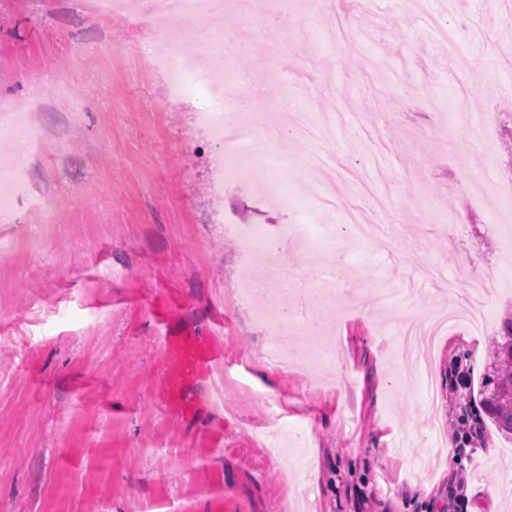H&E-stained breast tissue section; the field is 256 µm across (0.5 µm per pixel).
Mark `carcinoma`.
Segmentation results:
<instances>
[{
  "mask_svg": "<svg viewBox=\"0 0 512 512\" xmlns=\"http://www.w3.org/2000/svg\"><path fill=\"white\" fill-rule=\"evenodd\" d=\"M501 341L493 352L490 370L484 375L480 386V405L484 416H476L478 427L484 419L497 431L512 438V316L501 321Z\"/></svg>",
  "mask_w": 512,
  "mask_h": 512,
  "instance_id": "cac0c4a2",
  "label": "carcinoma"
}]
</instances>
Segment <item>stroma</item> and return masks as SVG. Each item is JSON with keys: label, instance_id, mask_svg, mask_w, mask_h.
Segmentation results:
<instances>
[{"label": "stroma", "instance_id": "obj_1", "mask_svg": "<svg viewBox=\"0 0 512 512\" xmlns=\"http://www.w3.org/2000/svg\"><path fill=\"white\" fill-rule=\"evenodd\" d=\"M447 19L446 54L427 24ZM275 25L288 47L270 52ZM224 62L226 109L309 130H255L275 152L286 199L226 182L220 149L171 101L151 65L158 25L100 22L88 0H0V100L39 99L50 152L28 161L53 182L47 223L25 205L0 224V512H512V443L487 428L465 506L451 466L415 460L452 426L448 372L478 397L512 287L492 187L512 186V8L503 0H271L242 21ZM66 80L78 110L60 102ZM465 211L466 232L449 214ZM362 214L372 236L342 231ZM336 225L320 253L281 243L297 268L260 279L228 224ZM482 307V334L449 332L433 363L401 349L404 315ZM263 280L311 313L342 354L300 369L270 362L268 328L240 297ZM394 296L382 309L376 289ZM210 358L172 385L179 348ZM482 360H474L475 345Z\"/></svg>", "mask_w": 512, "mask_h": 512}]
</instances>
